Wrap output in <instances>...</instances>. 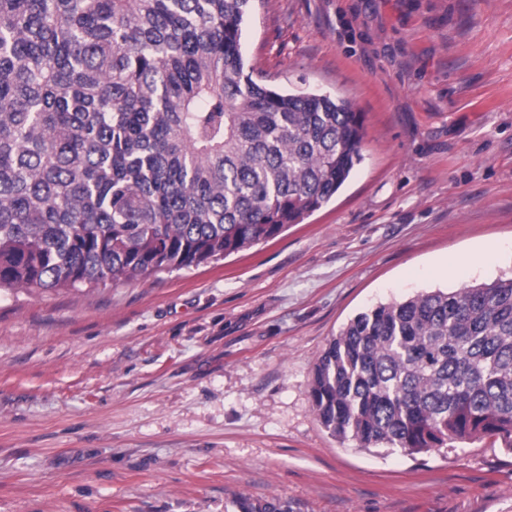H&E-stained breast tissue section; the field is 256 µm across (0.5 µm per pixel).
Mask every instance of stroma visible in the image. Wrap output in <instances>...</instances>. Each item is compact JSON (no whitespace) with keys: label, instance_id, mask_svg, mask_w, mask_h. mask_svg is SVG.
<instances>
[{"label":"stroma","instance_id":"stroma-1","mask_svg":"<svg viewBox=\"0 0 512 512\" xmlns=\"http://www.w3.org/2000/svg\"><path fill=\"white\" fill-rule=\"evenodd\" d=\"M243 53L362 112L363 163L219 262L0 290V512H512L490 440L363 448L310 397L357 313L512 277V0H252ZM232 504L234 512H294L288 501H282L277 497L253 499L246 495H238Z\"/></svg>","mask_w":512,"mask_h":512}]
</instances>
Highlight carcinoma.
<instances>
[{
    "label": "carcinoma",
    "instance_id": "1",
    "mask_svg": "<svg viewBox=\"0 0 512 512\" xmlns=\"http://www.w3.org/2000/svg\"><path fill=\"white\" fill-rule=\"evenodd\" d=\"M251 0H0V288L198 266L276 238L363 160L362 113L262 84ZM322 426L408 454L512 452V278L357 314L314 369ZM234 512H294L239 495Z\"/></svg>",
    "mask_w": 512,
    "mask_h": 512
}]
</instances>
